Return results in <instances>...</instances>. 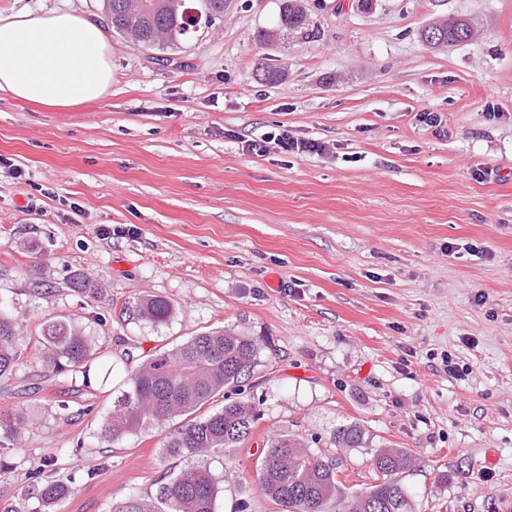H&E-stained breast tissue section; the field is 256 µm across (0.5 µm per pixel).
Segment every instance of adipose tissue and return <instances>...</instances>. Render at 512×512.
Here are the masks:
<instances>
[{
  "mask_svg": "<svg viewBox=\"0 0 512 512\" xmlns=\"http://www.w3.org/2000/svg\"><path fill=\"white\" fill-rule=\"evenodd\" d=\"M111 87L112 52L99 20L65 11L0 16V94L71 108Z\"/></svg>",
  "mask_w": 512,
  "mask_h": 512,
  "instance_id": "1",
  "label": "adipose tissue"
}]
</instances>
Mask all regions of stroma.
<instances>
[{"label":"stroma","mask_w":512,"mask_h":512,"mask_svg":"<svg viewBox=\"0 0 512 512\" xmlns=\"http://www.w3.org/2000/svg\"><path fill=\"white\" fill-rule=\"evenodd\" d=\"M304 4L319 35L303 44L257 43L279 0H229L173 66L110 34L101 101L0 95V301L22 336L0 413L34 419L0 464V506L32 512L28 472L49 448V478L75 485L61 512L156 496L185 465L163 450L178 420L113 443L101 429L149 355L224 327L259 344L261 418L209 458L220 512H279L252 482L279 432L336 457L352 491L373 483L374 449L407 450L416 512H496L512 494V0ZM56 10L101 14L100 0H0L4 15ZM455 16L473 41L422 42ZM262 55L281 82H257ZM283 126L325 153L246 150ZM78 272L97 297L70 290ZM145 295L175 316L128 320ZM60 315L98 337L111 384L45 373L37 338ZM350 422L367 447L334 448Z\"/></svg>","instance_id":"stroma-1"}]
</instances>
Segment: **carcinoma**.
Listing matches in <instances>:
<instances>
[{"label": "carcinoma", "instance_id": "1", "mask_svg": "<svg viewBox=\"0 0 512 512\" xmlns=\"http://www.w3.org/2000/svg\"><path fill=\"white\" fill-rule=\"evenodd\" d=\"M227 0H101V11L112 29L126 40L162 53L181 48L203 27L224 17ZM469 21L459 19L432 23L422 30L430 46L462 44ZM292 36L315 37L302 0H280L278 24L262 30L258 40L272 45ZM258 80L276 84L284 73L258 60ZM69 288L80 294L98 293L87 277L77 273ZM175 311L165 297L148 295L126 308L129 318L154 326L169 322ZM39 343L48 373L54 376L79 372L90 380L96 341L84 329L67 319L44 325ZM22 356L20 336L12 312L0 304V379L13 374ZM259 363L256 340L222 328L192 336L168 350H158L125 380L126 389L117 397L102 438L114 442L143 428L160 426L177 417L183 424L166 436L163 443L170 457L191 458L193 462L164 483L157 503L148 505L129 499L112 507V512H219L223 493L221 479L204 459L207 453L234 448L248 438L258 420L255 406L241 398L242 383ZM224 394V406L213 413L198 414L217 395ZM32 425L28 413L18 409L0 415V456L13 450L15 442ZM332 445L337 448L366 447L364 429L357 423L336 426ZM55 455L46 453L32 469L29 479L37 486L34 512H59L57 507L74 493L72 484L43 479ZM414 463L402 448H379L372 457L376 482L358 492L347 490L337 479L333 458L312 451L296 436L272 435L256 466L253 483L282 512H414L412 498L400 475Z\"/></svg>", "mask_w": 512, "mask_h": 512}]
</instances>
